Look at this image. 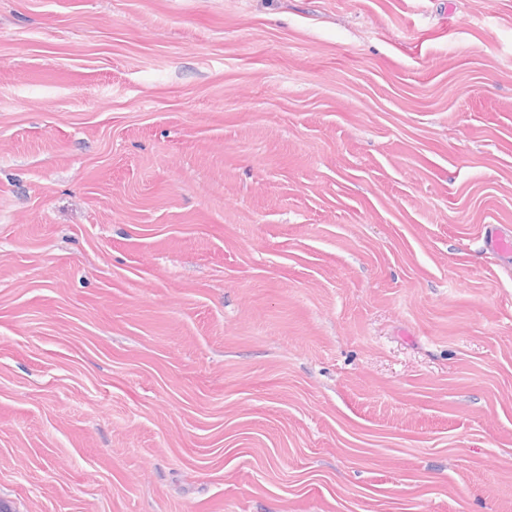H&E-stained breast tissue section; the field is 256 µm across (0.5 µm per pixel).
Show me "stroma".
<instances>
[{
  "instance_id": "35a3bbf8",
  "label": "stroma",
  "mask_w": 512,
  "mask_h": 512,
  "mask_svg": "<svg viewBox=\"0 0 512 512\" xmlns=\"http://www.w3.org/2000/svg\"><path fill=\"white\" fill-rule=\"evenodd\" d=\"M512 0H0V501L512 512ZM486 250L496 252L503 256L512 254V229L510 226L486 228L484 237Z\"/></svg>"
}]
</instances>
